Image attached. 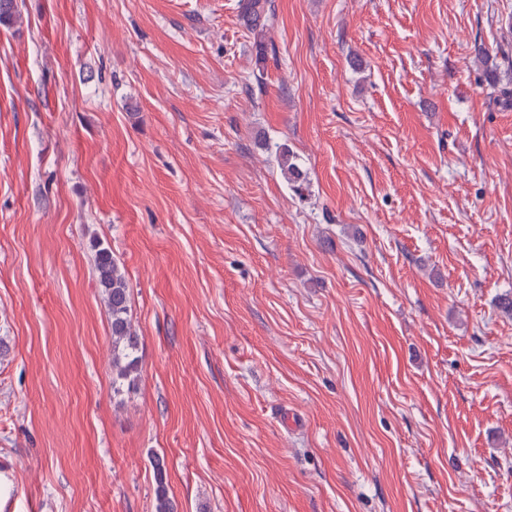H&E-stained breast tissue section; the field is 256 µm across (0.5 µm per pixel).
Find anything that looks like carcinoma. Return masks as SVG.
<instances>
[{
    "label": "carcinoma",
    "mask_w": 512,
    "mask_h": 512,
    "mask_svg": "<svg viewBox=\"0 0 512 512\" xmlns=\"http://www.w3.org/2000/svg\"><path fill=\"white\" fill-rule=\"evenodd\" d=\"M239 15L253 37L256 66H263L267 52V32L273 15V0H239ZM16 0H0V24L18 21ZM277 162L290 183L303 179V171L288 146L277 147ZM94 269L101 298L112 317V391L120 395L135 385L139 368V336L129 317V288L125 269L114 259L112 250L98 243L94 246ZM155 477L156 512H173L166 485L165 459L151 460Z\"/></svg>",
    "instance_id": "1"
}]
</instances>
